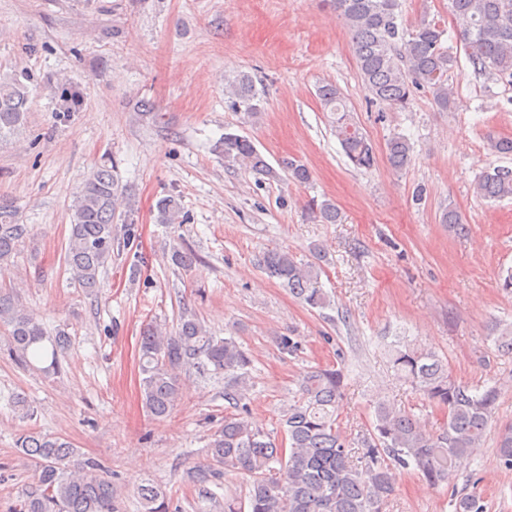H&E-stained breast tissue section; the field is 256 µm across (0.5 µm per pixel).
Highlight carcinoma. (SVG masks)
I'll use <instances>...</instances> for the list:
<instances>
[{"label":"carcinoma","mask_w":512,"mask_h":512,"mask_svg":"<svg viewBox=\"0 0 512 512\" xmlns=\"http://www.w3.org/2000/svg\"><path fill=\"white\" fill-rule=\"evenodd\" d=\"M333 2L351 34L371 103L404 111L415 93L423 90L431 94L440 111L452 110L448 73L458 60L443 45L446 28L425 17L405 25L400 0ZM448 5L474 70L512 79V0H448ZM226 95L236 112L255 117L264 111L265 89L257 88L247 73L229 81ZM317 96L333 114L332 130L345 156L356 167L371 168L374 147L356 125L340 89L332 83L322 84ZM28 102L24 83L11 77L0 79V134L24 122ZM218 150L228 165H242L273 181L285 177L306 184L311 179L308 168L295 160L282 161L281 171H276L249 138L237 133H224ZM386 151L390 165L401 170L410 162L413 147L406 137L397 135L388 141ZM475 190L488 201L512 197V168L496 166L483 172L475 181ZM119 195L114 166L105 161L93 170L71 206L65 260L73 279L88 295L99 288L100 270L112 259ZM156 210L160 224L184 223L180 203L173 196L159 199ZM441 223L454 233L466 230L460 213L452 207L443 210ZM29 233L28 225L16 221L13 206L0 201V265L8 262ZM170 261L190 271L198 257L175 247ZM261 265L268 278L309 307L323 309L330 303L320 285L319 266L302 264L277 248L263 254ZM0 328L5 330L15 362L28 369L45 360V369H57L71 345V337L63 330L46 335L13 288H0ZM139 354L142 401L156 420L166 418L175 408L181 373L194 369L224 380L228 403L224 425L211 434L207 445L212 466L196 480L201 496L212 499L210 479L223 473L247 478L245 498L224 496V512H384L395 492L399 470L411 467L436 486L466 467L490 433L498 398L493 386H469L454 379L437 354L395 341L388 349L395 375L443 411L446 420L442 432L435 435L423 429L411 412L379 401L356 464L338 422L345 380L342 370L304 372L299 379V399L282 416L280 434L272 435L252 427L248 420L252 355L234 337L214 335L194 312H181L173 333L147 325ZM496 440L500 461L512 469V425L499 428ZM16 448L35 462L38 477L15 512H121L108 471L94 460H80L67 439L28 431L16 439ZM138 497L141 512H170V498L150 482L139 485ZM454 507L455 512H483L475 492L458 496Z\"/></svg>","instance_id":"carcinoma-1"}]
</instances>
